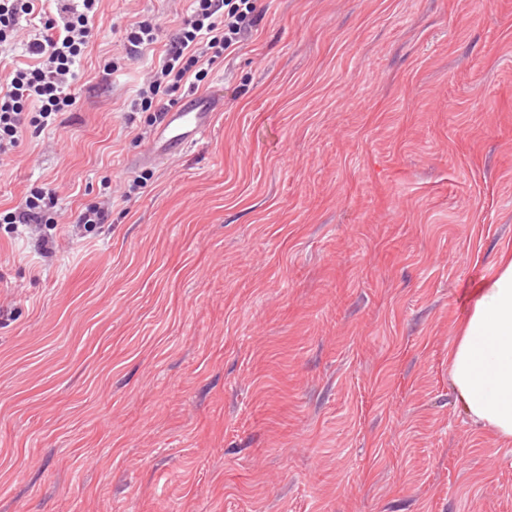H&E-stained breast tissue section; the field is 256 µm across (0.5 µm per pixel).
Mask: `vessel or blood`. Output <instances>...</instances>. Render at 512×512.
Returning a JSON list of instances; mask_svg holds the SVG:
<instances>
[{
	"label": "vessel or blood",
	"mask_w": 512,
	"mask_h": 512,
	"mask_svg": "<svg viewBox=\"0 0 512 512\" xmlns=\"http://www.w3.org/2000/svg\"><path fill=\"white\" fill-rule=\"evenodd\" d=\"M213 101L206 95L185 98L175 109L164 113L150 146L135 156V163H161L183 154L205 138L213 126Z\"/></svg>",
	"instance_id": "1"
}]
</instances>
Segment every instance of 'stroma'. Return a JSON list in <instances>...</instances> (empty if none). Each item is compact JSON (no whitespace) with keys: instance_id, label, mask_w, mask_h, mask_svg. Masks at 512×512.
I'll return each mask as SVG.
<instances>
[{"instance_id":"35a3bbf8","label":"stroma","mask_w":512,"mask_h":512,"mask_svg":"<svg viewBox=\"0 0 512 512\" xmlns=\"http://www.w3.org/2000/svg\"><path fill=\"white\" fill-rule=\"evenodd\" d=\"M264 2L143 193L124 105L190 0H100L76 107L0 159L1 211L60 206L51 257L0 230V512H512L448 379L512 243V0ZM160 32V26L149 15L125 27L124 40L128 46V58H134L150 49L159 40ZM110 215L109 207L105 205L95 204L87 207L83 211L77 221V225L83 233L90 235L102 229L103 224H106Z\"/></svg>"}]
</instances>
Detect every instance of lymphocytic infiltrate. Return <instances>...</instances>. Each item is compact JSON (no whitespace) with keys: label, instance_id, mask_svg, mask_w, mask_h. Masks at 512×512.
Masks as SVG:
<instances>
[{"label":"lymphocytic infiltrate","instance_id":"lymphocytic-infiltrate-1","mask_svg":"<svg viewBox=\"0 0 512 512\" xmlns=\"http://www.w3.org/2000/svg\"><path fill=\"white\" fill-rule=\"evenodd\" d=\"M99 0H0V55L18 44L22 19H38V33L26 44L36 65L11 68L0 78V156L20 146L27 131L60 124L78 101L76 84L85 48L98 31L93 18ZM265 12L261 0H193L190 15L167 45L164 58L127 106L131 112L162 117L180 95L207 82L214 64L239 48ZM57 197L33 190L20 206L0 212L10 233L35 232V246L45 256L56 248Z\"/></svg>","mask_w":512,"mask_h":512}]
</instances>
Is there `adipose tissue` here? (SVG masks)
Returning <instances> with one entry per match:
<instances>
[{"mask_svg": "<svg viewBox=\"0 0 512 512\" xmlns=\"http://www.w3.org/2000/svg\"><path fill=\"white\" fill-rule=\"evenodd\" d=\"M448 375L468 418L512 442V246L503 245L448 350Z\"/></svg>", "mask_w": 512, "mask_h": 512, "instance_id": "obj_1", "label": "adipose tissue"}]
</instances>
